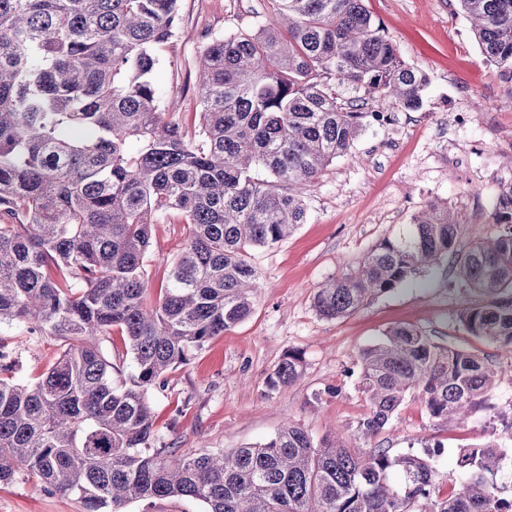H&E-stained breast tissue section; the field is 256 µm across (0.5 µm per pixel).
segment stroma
Masks as SVG:
<instances>
[{
  "label": "stroma",
  "mask_w": 512,
  "mask_h": 512,
  "mask_svg": "<svg viewBox=\"0 0 512 512\" xmlns=\"http://www.w3.org/2000/svg\"><path fill=\"white\" fill-rule=\"evenodd\" d=\"M402 59L429 84L419 110L370 104L387 120L365 119L349 151L304 191L307 219L286 241L255 249L251 261L262 287L251 315L194 351L189 364L170 370L151 395L155 448L231 450L262 443L287 422L314 438L344 430L357 448L391 454L433 452L436 485L447 491L451 462L462 444L495 441L512 462V349L467 334L456 314L468 298L453 258L423 269L413 282L371 298L356 313L327 320L313 307L317 286L354 267L383 237L431 201L451 207L461 245L493 236L483 223L497 187L498 169L512 166V86L486 63L457 0H364ZM273 0H180L182 29L160 53L156 85L162 108L193 126L197 106L195 62L215 36L252 30L274 9ZM470 108L472 119L455 121ZM188 233L178 217L153 227L146 270L152 297L166 285L169 266ZM411 326L436 344L474 353L500 375L487 402L460 425L429 418L416 394L406 396L390 425L370 437L357 426L367 411L358 382L361 350L395 326ZM15 357V379L38 381L66 347L64 338L31 335L20 323H0V343ZM303 357L292 385L269 389L284 354ZM0 512H85L74 494L47 492L21 475L0 485Z\"/></svg>",
  "instance_id": "obj_1"
}]
</instances>
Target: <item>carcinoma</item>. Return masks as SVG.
Segmentation results:
<instances>
[{"instance_id": "carcinoma-1", "label": "carcinoma", "mask_w": 512, "mask_h": 512, "mask_svg": "<svg viewBox=\"0 0 512 512\" xmlns=\"http://www.w3.org/2000/svg\"><path fill=\"white\" fill-rule=\"evenodd\" d=\"M274 2L256 30L203 48L191 133L166 116L153 80L179 35L180 0H0V322L68 340L32 385L13 381L16 361L0 349V484L24 472L77 494L87 512L174 496L203 512H512L497 482L505 452L490 443L456 450L459 480L441 500L429 452H361L293 423L229 452L152 448L151 392L250 316L252 251L305 223L303 188L358 137L363 104L338 103L336 84L408 111L423 105L428 77L362 0ZM458 2L484 60L511 74L512 0ZM172 214L189 233L153 302L145 258L152 226ZM491 218L499 232L462 247L448 206L428 203L357 268L321 283L316 312L347 317L451 254L472 295L461 326L512 347V178ZM115 328L132 357L118 383L123 371L103 349ZM360 362L364 435L388 426L410 391L430 418L462 421L498 377L407 326ZM302 368L286 352L269 388Z\"/></svg>"}]
</instances>
